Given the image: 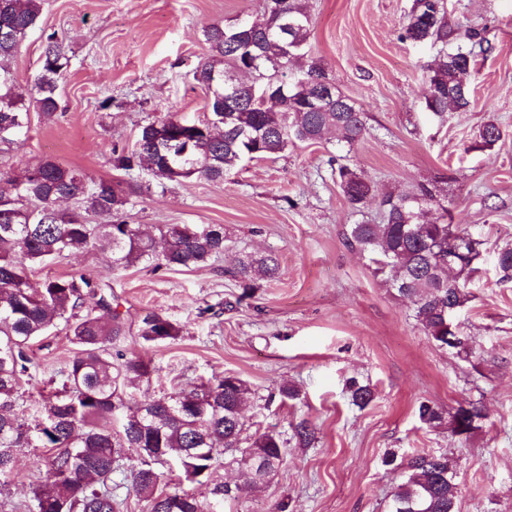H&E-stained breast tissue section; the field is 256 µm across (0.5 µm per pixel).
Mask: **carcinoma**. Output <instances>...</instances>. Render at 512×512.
<instances>
[{"instance_id":"cac0c4a2","label":"carcinoma","mask_w":512,"mask_h":512,"mask_svg":"<svg viewBox=\"0 0 512 512\" xmlns=\"http://www.w3.org/2000/svg\"><path fill=\"white\" fill-rule=\"evenodd\" d=\"M42 0H0V152L6 154L12 132L28 121L30 102L39 111L58 110L56 90L69 66V58L55 36L41 59L31 90L22 92L11 62L41 13ZM418 15L403 25L405 37L415 43L448 42L454 46L435 59L427 80L425 108L434 116L452 109L466 112L473 104L470 80L475 49L486 51L485 31L455 30L445 19L444 0H415ZM311 16L302 0H267L264 19L250 24L212 25L206 30L211 54L196 71L206 90L212 122L198 123L190 145L181 140L185 128L166 117L172 132L156 136L153 123L141 127L130 152L112 149L116 169L130 172L147 168L162 184L173 180V169L188 177L220 181L244 163L284 151L294 141L317 142L334 132L352 146L365 132L359 107L338 87L333 101L309 110L308 95L325 73L309 64L302 78L285 83L280 97L265 103L261 89L280 82L279 73L307 56ZM497 124L489 121L476 136L475 147L484 149L500 140ZM188 153H182L184 147ZM340 188L356 210L363 208L373 186L348 166L338 167ZM142 185L125 179H95L52 160L41 161L0 177V217L13 213L10 224L0 223V479L13 474V449L48 448L49 479L31 487L25 512H122L125 499L112 490V475L126 460H136L127 494L144 503V512H224V501L235 499L228 485H216L201 500L182 484H204L216 465L253 468L263 473L254 487L263 488L286 462L288 439L276 431L242 437L244 410L255 392L235 375L214 377L198 385L178 388L154 397L141 390L150 368L139 356H129L116 346L125 335L121 313L112 298L90 276L35 282L33 266L52 258L89 248L108 251L117 268L141 262L155 267L193 269L224 253L229 239L224 225L167 224L159 229L163 241L125 219L127 206ZM380 224H351L347 243L372 255L376 271L389 272V286L412 304L415 318L442 348L448 337L459 338L453 351L470 354L469 339L455 323V315L471 300L469 281L482 242L461 224L448 223V208L432 189L420 185L408 193L389 194L380 201ZM434 212L428 221L425 211ZM107 217L93 224L88 216ZM456 237L467 239L454 262L455 280L448 283L442 270L448 245ZM496 268L502 278L512 276V247L500 249ZM279 263L271 254H245L238 258L232 276L243 290L254 276L274 278ZM63 330L77 347V355L60 371L61 382L44 400L40 423L29 424L17 410L23 378L32 376L27 353L30 343L50 329ZM180 329L167 316L152 311L138 322L137 336L145 346L174 340ZM141 395H136V392ZM352 403L364 408L374 399L367 385L348 382ZM419 420L429 428L444 424L468 438L483 418L476 406L459 408L451 419L429 403L418 406ZM315 429L302 420L294 428L296 443L307 447ZM173 463L180 483L158 490L163 472ZM453 462L446 454L412 456L403 482L395 489L389 512H457Z\"/></svg>"}]
</instances>
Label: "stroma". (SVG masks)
Here are the masks:
<instances>
[{"label":"stroma","instance_id":"stroma-1","mask_svg":"<svg viewBox=\"0 0 512 512\" xmlns=\"http://www.w3.org/2000/svg\"><path fill=\"white\" fill-rule=\"evenodd\" d=\"M306 3L308 59L363 112V138L351 147L332 135L298 142L219 182L158 185L133 172L146 190L128 206L129 223L153 234L165 224H220L230 249L192 270L116 268L90 249L38 266L32 278L84 274L112 292L127 328L120 345L149 363L150 394L227 373L255 392L249 431L273 427L288 437L301 420L315 426L314 442L290 445L286 464L261 491L235 469H216L214 482L238 486L232 512H267L282 501L287 512H387L402 481L389 455L422 451L452 458L458 512H512V281H501L494 265L497 251L512 245V0H444L449 25L485 29L492 49L475 56L473 107L441 119L424 104L441 46L403 36L415 0ZM265 7V0H43L12 61L17 83L32 86L48 35L64 41L70 64L58 111L31 110L12 146L13 166L49 159L97 179L115 177L113 147L133 148L148 122L168 114L207 118L206 90L195 79L210 53L206 28L262 19ZM491 120L500 140L473 149ZM342 165L363 171L374 186L376 198L362 211L336 181ZM421 183L436 189L451 223L482 242L473 298L455 317L472 338L466 359L427 336L369 255L345 240L348 225L379 220L380 197ZM244 252L275 254L278 278L256 277L243 292L231 272ZM148 310L178 323L180 335L143 346L136 328ZM76 352L59 329L31 342L35 370L19 401L28 417L36 415L39 391ZM351 379L372 389L366 408L351 404ZM288 384L297 399L280 396ZM424 400L448 413L473 403L485 418L462 441L420 422ZM46 455L17 449L0 500L22 507L32 485L47 479Z\"/></svg>","mask_w":512,"mask_h":512}]
</instances>
